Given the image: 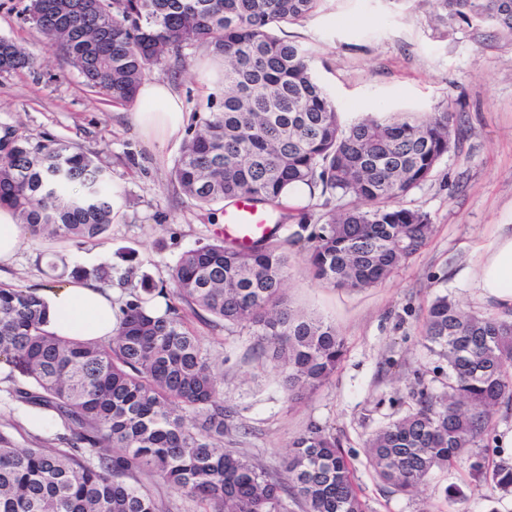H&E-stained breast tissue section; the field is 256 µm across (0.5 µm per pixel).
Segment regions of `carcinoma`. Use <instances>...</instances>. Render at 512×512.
<instances>
[{
	"mask_svg": "<svg viewBox=\"0 0 512 512\" xmlns=\"http://www.w3.org/2000/svg\"><path fill=\"white\" fill-rule=\"evenodd\" d=\"M20 0L19 16L66 59L84 84L114 105L134 103L152 73L204 49L223 64L224 95L188 130L170 182L200 206L241 196L280 210L291 238L248 250L219 236L181 254L169 282L129 292L108 343L69 341L46 330L34 290L0 283V362L9 397L54 414L58 446L18 448L0 433V512H161L139 476L157 477L201 512H369L340 440L311 424L293 438L283 473L224 447L222 377L184 309L249 330L266 344L288 398L319 387L340 363L343 339L325 320L282 301L288 247L306 243L319 282L370 288L424 248L430 214L403 205L457 147L451 114L420 120L364 118L346 125L296 43L276 31L322 0ZM445 14L512 37V0H436ZM0 38V73L35 68ZM323 198L320 224L286 205L290 188ZM334 200L346 201L332 208ZM0 207L35 236L81 246L100 240L117 216L106 167L93 153L13 131L0 138ZM309 231L304 236L302 232ZM430 348L447 363L440 392L365 443L382 484L411 495L435 469L462 458L476 486L512 490V462L488 469L476 448L512 403V314L464 309L446 295L428 308Z\"/></svg>",
	"mask_w": 512,
	"mask_h": 512,
	"instance_id": "1",
	"label": "carcinoma"
}]
</instances>
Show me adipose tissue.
Here are the masks:
<instances>
[{
  "mask_svg": "<svg viewBox=\"0 0 512 512\" xmlns=\"http://www.w3.org/2000/svg\"><path fill=\"white\" fill-rule=\"evenodd\" d=\"M139 107L133 121L145 138L168 141L181 138L189 115L180 96L163 80L140 85ZM477 298L496 309H512V229L500 228L491 243L462 271ZM47 304V329L71 340L111 338L119 324L120 311L113 291L83 280L42 289Z\"/></svg>",
  "mask_w": 512,
  "mask_h": 512,
  "instance_id": "obj_1",
  "label": "adipose tissue"
}]
</instances>
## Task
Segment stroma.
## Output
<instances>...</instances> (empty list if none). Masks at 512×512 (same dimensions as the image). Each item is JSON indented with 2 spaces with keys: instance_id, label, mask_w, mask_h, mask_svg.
<instances>
[{
  "instance_id": "1",
  "label": "stroma",
  "mask_w": 512,
  "mask_h": 512,
  "mask_svg": "<svg viewBox=\"0 0 512 512\" xmlns=\"http://www.w3.org/2000/svg\"><path fill=\"white\" fill-rule=\"evenodd\" d=\"M17 4L0 0V37L24 47L38 66L0 75V127L97 153L121 213L95 243L24 241L14 264L0 269V282L35 289L69 278L75 266H108L113 280L127 278L118 295L126 300L142 278L167 281L184 251L219 235L224 217L219 206L197 207L169 183L182 140H146L131 106L112 105L85 86L19 18ZM284 33L307 51L344 122L421 119L446 110L461 137L430 180L404 199L430 214L428 245L377 286L320 284L305 251L290 247L285 303L321 316L344 340L343 359L323 385L289 400L256 336L191 317L223 375L231 412L224 445L277 469L290 441L314 423L341 439L370 512H512V494L476 488L465 461L435 470L416 495L390 492L370 470L364 448L371 433L408 410L415 386L439 390L447 382L424 339L430 302L446 294L465 308L493 311L457 273L489 244L497 225H512V39L474 21L439 18L434 0H322ZM202 61L199 53L187 58L171 81L190 113L222 92ZM9 372L0 367V432L21 448L53 445L56 426L31 427L28 406L9 398Z\"/></svg>"
}]
</instances>
